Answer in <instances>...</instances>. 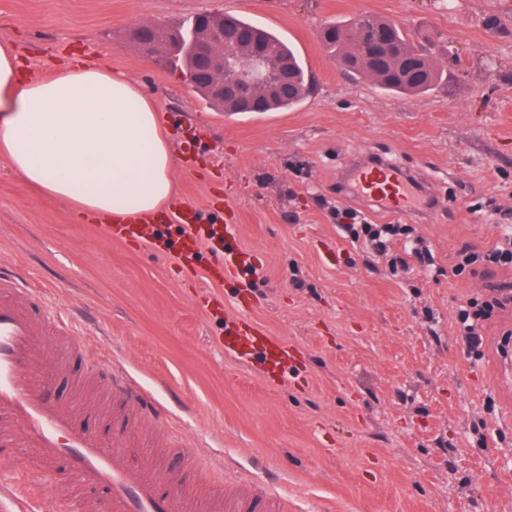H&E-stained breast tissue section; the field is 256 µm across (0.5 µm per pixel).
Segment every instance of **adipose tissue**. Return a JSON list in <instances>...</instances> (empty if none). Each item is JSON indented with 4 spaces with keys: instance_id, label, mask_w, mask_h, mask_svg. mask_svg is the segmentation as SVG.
<instances>
[{
    "instance_id": "obj_1",
    "label": "adipose tissue",
    "mask_w": 512,
    "mask_h": 512,
    "mask_svg": "<svg viewBox=\"0 0 512 512\" xmlns=\"http://www.w3.org/2000/svg\"><path fill=\"white\" fill-rule=\"evenodd\" d=\"M0 158L46 197L90 219L158 211L174 195V154L150 100L96 60L29 78L0 44Z\"/></svg>"
}]
</instances>
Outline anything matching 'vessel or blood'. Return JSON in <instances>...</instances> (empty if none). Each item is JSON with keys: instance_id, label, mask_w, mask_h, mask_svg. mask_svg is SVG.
Segmentation results:
<instances>
[{"instance_id": "obj_1", "label": "vessel or blood", "mask_w": 512, "mask_h": 512, "mask_svg": "<svg viewBox=\"0 0 512 512\" xmlns=\"http://www.w3.org/2000/svg\"><path fill=\"white\" fill-rule=\"evenodd\" d=\"M347 178L350 192L371 201L380 215L418 217L429 210L428 186L396 161L382 162L375 171L357 162ZM176 216L186 227L174 243L159 236L153 219L133 213L113 215L102 231L114 241L170 251L184 261L200 247H208L212 257L208 278L245 285L247 263L229 246L233 225L198 222V211L191 204L179 207ZM43 303L40 289L0 270V448L20 452L30 461L27 470L16 473L11 489L0 491V512H27L25 496L39 494L43 484L53 480L54 465L61 459L72 480L103 487L108 493L102 502L80 501V512H211L209 498L168 483L167 461L145 452L136 463H128L122 450L106 445L83 428L71 410L50 399L54 378L83 350L75 343L54 347V339L69 335L70 328L62 317L37 316ZM224 351L244 363L258 362L266 375L275 378L286 377L293 367L288 342L267 335L239 308L224 313ZM94 379L121 407L154 419L165 413L126 369H99ZM236 483V512H293L287 496L257 477L245 474Z\"/></svg>"}]
</instances>
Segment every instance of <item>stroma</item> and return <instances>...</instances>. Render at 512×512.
I'll list each match as a JSON object with an SVG mask.
<instances>
[{"label": "stroma", "instance_id": "obj_1", "mask_svg": "<svg viewBox=\"0 0 512 512\" xmlns=\"http://www.w3.org/2000/svg\"><path fill=\"white\" fill-rule=\"evenodd\" d=\"M242 14L294 44L312 76L284 112H222L131 41L142 21L175 28ZM376 15L409 30L444 71L430 94L380 92L323 51L320 28ZM495 29H488V21ZM33 78L62 56L125 73L153 102L176 157L175 203L236 212L234 248L257 284L248 317L299 350L302 380H266L224 352L212 291L236 307L237 283L211 286L208 251L187 278L170 253L112 241L71 205L30 187L0 159V266L42 288L46 314L70 316L91 361L123 364L168 409L196 492L222 489L213 459L282 487L304 512H512V390L499 347L512 306L468 347L456 311L512 287V267L455 274L465 252L500 239L512 213V0H0V42ZM397 158L431 181L438 204L412 222L434 262L392 273L343 238L329 210L354 206L338 183L358 155ZM91 361L74 372L90 375Z\"/></svg>", "mask_w": 512, "mask_h": 512}]
</instances>
